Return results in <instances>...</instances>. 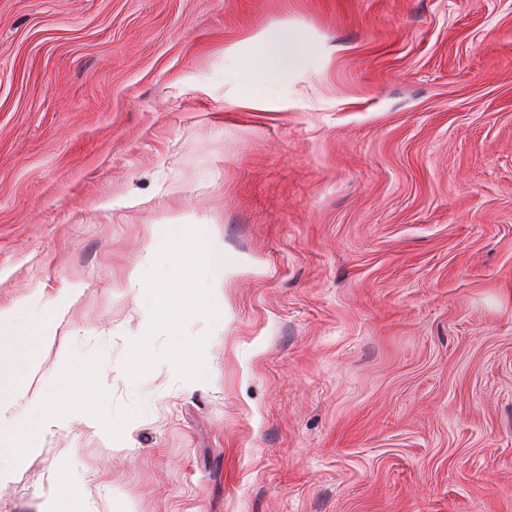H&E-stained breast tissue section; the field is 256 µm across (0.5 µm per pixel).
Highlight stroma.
<instances>
[{
	"label": "stroma",
	"instance_id": "1",
	"mask_svg": "<svg viewBox=\"0 0 512 512\" xmlns=\"http://www.w3.org/2000/svg\"><path fill=\"white\" fill-rule=\"evenodd\" d=\"M166 224L226 258L197 388L119 368ZM67 286L0 390L111 369L122 434H38L0 512H512V0H0V333ZM265 47L262 54L257 56L250 65V80L241 102L243 106L262 110L265 98L253 87L259 83H271L290 71H295L304 53V43L288 29L265 30L253 37ZM78 289L63 288L59 294L46 307L42 325L38 331L39 343L42 347L51 348L58 341V353L60 356L65 355V349L58 337V328L66 320L69 310L76 298Z\"/></svg>",
	"mask_w": 512,
	"mask_h": 512
}]
</instances>
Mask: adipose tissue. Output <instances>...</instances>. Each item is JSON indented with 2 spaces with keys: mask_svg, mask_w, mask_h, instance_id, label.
Returning <instances> with one entry per match:
<instances>
[{
  "mask_svg": "<svg viewBox=\"0 0 512 512\" xmlns=\"http://www.w3.org/2000/svg\"><path fill=\"white\" fill-rule=\"evenodd\" d=\"M255 39L263 45L264 51L250 65L253 85L243 93L241 102L247 108L259 110L264 107L265 98L257 91V84L272 82L296 70L304 53V43L284 28L257 33ZM105 391L100 372L85 368L75 376L67 397L49 398L39 364L30 363L22 383L9 393H0V437L9 435L14 439L11 463L0 464V485L9 484L19 464L35 452L34 430L59 427L78 411L82 412L88 428L102 429L101 418L91 404L101 399Z\"/></svg>",
  "mask_w": 512,
  "mask_h": 512,
  "instance_id": "ef3b65f1",
  "label": "adipose tissue"
}]
</instances>
